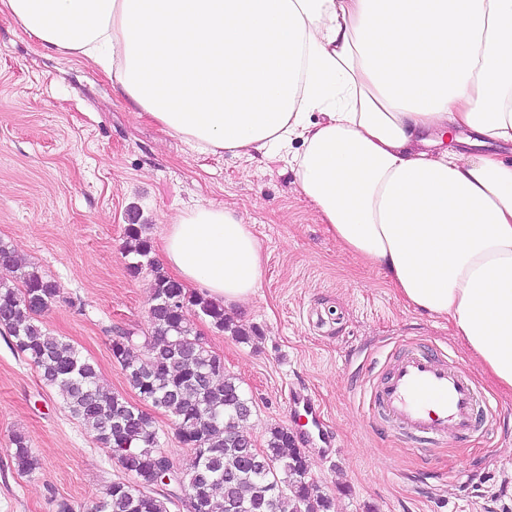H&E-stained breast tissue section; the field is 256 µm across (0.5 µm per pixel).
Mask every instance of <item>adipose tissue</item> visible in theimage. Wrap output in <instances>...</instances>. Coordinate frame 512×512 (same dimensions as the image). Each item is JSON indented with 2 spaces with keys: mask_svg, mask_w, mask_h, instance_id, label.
<instances>
[{
  "mask_svg": "<svg viewBox=\"0 0 512 512\" xmlns=\"http://www.w3.org/2000/svg\"><path fill=\"white\" fill-rule=\"evenodd\" d=\"M192 149H285L347 251L512 391V0H0ZM461 127L463 147L445 133ZM300 151L288 152L292 141ZM166 267L232 308L263 256L236 213L168 225Z\"/></svg>",
  "mask_w": 512,
  "mask_h": 512,
  "instance_id": "ef3b65f1",
  "label": "adipose tissue"
}]
</instances>
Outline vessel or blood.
I'll list each match as a JSON object with an SVG mask.
<instances>
[{
    "instance_id": "1",
    "label": "vessel or blood",
    "mask_w": 512,
    "mask_h": 512,
    "mask_svg": "<svg viewBox=\"0 0 512 512\" xmlns=\"http://www.w3.org/2000/svg\"><path fill=\"white\" fill-rule=\"evenodd\" d=\"M288 405L319 424L320 412L307 394L291 390ZM370 406L420 452L478 433L489 408L464 370L441 353L417 348L400 352L371 386Z\"/></svg>"
}]
</instances>
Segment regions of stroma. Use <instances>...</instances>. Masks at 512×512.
<instances>
[{
	"mask_svg": "<svg viewBox=\"0 0 512 512\" xmlns=\"http://www.w3.org/2000/svg\"><path fill=\"white\" fill-rule=\"evenodd\" d=\"M197 205L242 216L262 250L260 286L230 314L250 341L192 321L251 397L246 431L256 443L290 426L287 393L300 385L337 437L331 456L305 450L335 512H512V392L450 323L411 307L381 269L342 248L279 156L193 151L139 116L100 67L43 47L0 12V241L58 282L63 299L41 318L47 331L133 403L109 343L118 327L150 334L154 281L128 274L125 227L146 225L156 247ZM405 346L442 352L472 377L494 408L486 435L419 453L373 419L365 391ZM18 431L40 463L29 476L10 461ZM122 476L111 449L0 332V512H56L61 498L87 505Z\"/></svg>",
	"mask_w": 512,
	"mask_h": 512,
	"instance_id": "35a3bbf8",
	"label": "stroma"
}]
</instances>
